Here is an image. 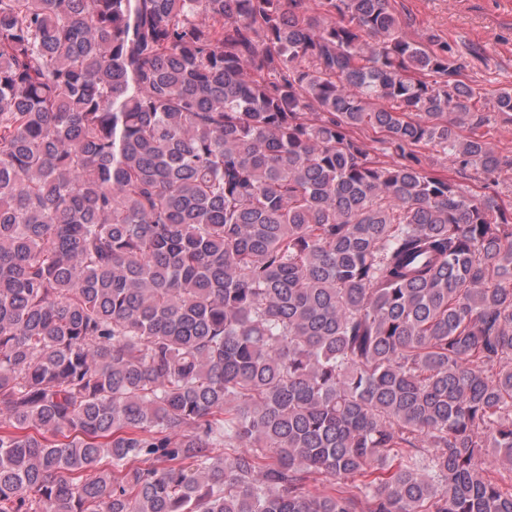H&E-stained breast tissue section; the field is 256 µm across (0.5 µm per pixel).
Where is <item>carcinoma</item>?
Returning a JSON list of instances; mask_svg holds the SVG:
<instances>
[{
  "label": "carcinoma",
  "mask_w": 512,
  "mask_h": 512,
  "mask_svg": "<svg viewBox=\"0 0 512 512\" xmlns=\"http://www.w3.org/2000/svg\"><path fill=\"white\" fill-rule=\"evenodd\" d=\"M481 98L392 0H0V512H512ZM420 158L425 169L439 173H448V175L452 176L463 192L479 190L477 186L486 184L484 175L480 170L469 166L466 170L460 171L459 167L452 165L438 148L426 147L420 151Z\"/></svg>",
  "instance_id": "1"
}]
</instances>
